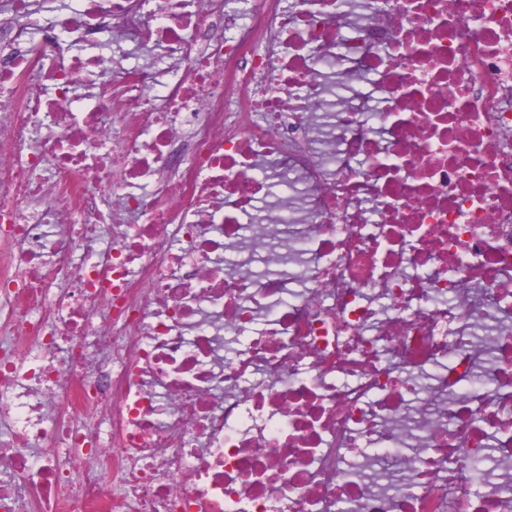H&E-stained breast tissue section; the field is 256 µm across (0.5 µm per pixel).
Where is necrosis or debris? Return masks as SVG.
I'll list each match as a JSON object with an SVG mask.
<instances>
[{
    "mask_svg": "<svg viewBox=\"0 0 512 512\" xmlns=\"http://www.w3.org/2000/svg\"><path fill=\"white\" fill-rule=\"evenodd\" d=\"M78 2L0 8V512H512V0Z\"/></svg>",
    "mask_w": 512,
    "mask_h": 512,
    "instance_id": "necrosis-or-debris-1",
    "label": "necrosis or debris"
}]
</instances>
